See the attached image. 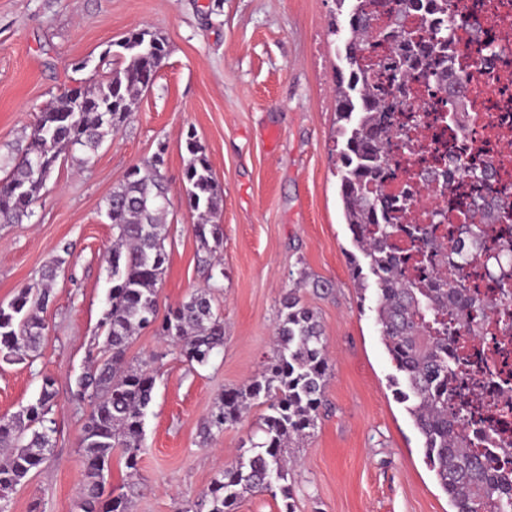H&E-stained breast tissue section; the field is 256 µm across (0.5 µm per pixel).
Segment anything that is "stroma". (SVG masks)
I'll use <instances>...</instances> for the list:
<instances>
[{"label": "stroma", "mask_w": 512, "mask_h": 512, "mask_svg": "<svg viewBox=\"0 0 512 512\" xmlns=\"http://www.w3.org/2000/svg\"><path fill=\"white\" fill-rule=\"evenodd\" d=\"M337 13L336 0H0L4 160L54 96L111 71L109 51L129 32L150 26L168 49L120 130L95 154L56 166L29 220L0 224V304L39 283L53 256L64 259L37 353L0 361V415L32 403L43 375L56 378L59 392L49 415L53 451L11 493L10 512H81L79 438L89 405L72 390L102 348L113 239L106 200L155 152L164 154L170 189L158 310L208 287L197 218L182 193L190 131L224 194L216 254L224 275L211 289L224 316V347L207 366L192 367L152 330L133 337L128 357L155 369V396L137 476L114 450L107 488L127 495L130 512H183L237 460L264 406L212 442H204L201 424L226 388L261 370L281 299L297 286L322 325L330 376L316 426L294 450L295 512H453L394 395L395 369L351 277L332 142ZM80 61L85 69L74 71ZM318 280L332 290L316 289Z\"/></svg>", "instance_id": "1"}]
</instances>
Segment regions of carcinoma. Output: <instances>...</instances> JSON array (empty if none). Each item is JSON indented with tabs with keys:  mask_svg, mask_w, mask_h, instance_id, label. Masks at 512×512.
Instances as JSON below:
<instances>
[{
	"mask_svg": "<svg viewBox=\"0 0 512 512\" xmlns=\"http://www.w3.org/2000/svg\"><path fill=\"white\" fill-rule=\"evenodd\" d=\"M349 3L344 41L347 71L336 77V151L339 195L345 224L356 252L350 254L353 280L362 290L374 284L375 322L398 375L396 398L406 404L424 438L425 458L455 512H512V472L488 467L485 456L498 451L512 457V443L498 441L487 429L486 447L477 450L468 433L476 412L487 409L476 397V383L460 381L448 346L465 335L486 330L471 316L479 310L512 322V204L488 191L499 180L490 160L457 184L460 210L479 218L448 231V244L437 242L436 224L408 222L407 203L384 192L395 152L407 147L414 117L407 96L410 80L442 84L448 76V4L396 0L395 25L384 32L380 22L387 0H337ZM422 11L439 17L416 29L405 19ZM391 38L389 53L364 55L369 40ZM118 65L94 88L70 87L40 113L26 134V146L11 170L0 178V224H19L45 183L29 162L53 169L70 152L94 153L129 116L136 97L155 81L167 54L164 39L148 27L116 43ZM185 201L196 213V237L209 254L223 244V229L213 223L223 208V190L193 132L185 139ZM439 159L410 176L427 187L442 175ZM154 154L133 167L107 199L106 214L115 240L107 262L112 287L100 320L105 359L94 360L75 381L74 396L89 400L79 439L83 512H129L128 497L104 496V471L112 451L123 449L129 473L137 474L143 452L144 420L153 401L156 378L146 361L127 359L138 331H156L190 364L204 366L224 347V319L213 308L211 292L199 290L157 320L159 285L167 262L164 242L169 188ZM480 270L497 294L475 296L466 270L447 276L444 249ZM52 302L47 287L24 286L7 306L0 305V359L21 361L36 351L45 335L43 313ZM329 361L323 330L297 290L281 301L275 347L264 369L246 384L224 390L202 424L204 440L243 418L252 401L266 407L259 420L260 441L251 455L224 466L194 504V512H237L246 493L280 495L284 512H294L288 485V448L314 429L324 403ZM58 396L57 380L42 377L37 399L13 414L0 415V504L28 475L40 468L53 448L46 425Z\"/></svg>",
	"mask_w": 512,
	"mask_h": 512,
	"instance_id": "cac0c4a2",
	"label": "carcinoma"
}]
</instances>
